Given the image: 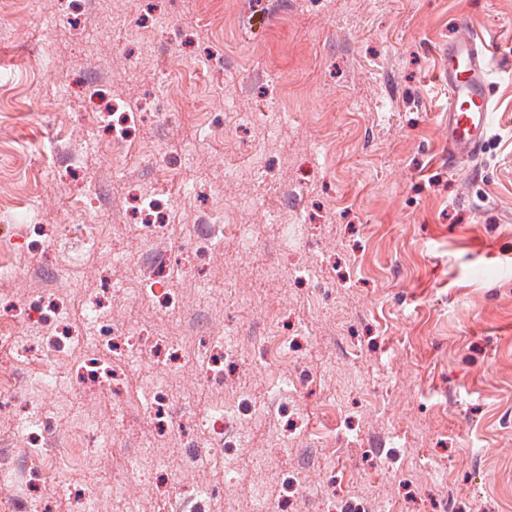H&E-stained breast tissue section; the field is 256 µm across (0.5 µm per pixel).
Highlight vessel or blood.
Wrapping results in <instances>:
<instances>
[{
	"mask_svg": "<svg viewBox=\"0 0 512 512\" xmlns=\"http://www.w3.org/2000/svg\"><path fill=\"white\" fill-rule=\"evenodd\" d=\"M493 39L475 30L467 18L454 22L448 41V134L443 161L452 169L479 155L495 125L492 76L506 69Z\"/></svg>",
	"mask_w": 512,
	"mask_h": 512,
	"instance_id": "b4317fda",
	"label": "vessel or blood"
}]
</instances>
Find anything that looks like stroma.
<instances>
[{"label": "stroma", "mask_w": 512, "mask_h": 512, "mask_svg": "<svg viewBox=\"0 0 512 512\" xmlns=\"http://www.w3.org/2000/svg\"><path fill=\"white\" fill-rule=\"evenodd\" d=\"M463 16L512 56V0H258L246 28L220 33L201 0H88L76 20L58 0H27L0 23V232L46 226L16 269L40 268L0 295L23 302L47 289L50 269L80 251L75 285L62 289L72 320L89 299L111 290L109 306L127 328L171 336L181 356L170 392L196 415L248 398L255 411L235 449V480L224 458L175 470L166 488L130 474L120 445L81 459L58 475L55 512H75L71 490L129 475L137 512H166L178 488L221 491L215 512H254L257 497L281 506L280 478L302 471L288 512H512V433L497 412L512 404V72L492 88L506 118L485 143L482 177L461 186L440 162L448 127L446 49ZM223 55L222 69L210 70ZM296 85L289 107L278 89ZM138 113L131 149L138 165L116 169L97 135L101 111ZM166 113L157 122L156 113ZM238 152L224 167V139ZM157 147L168 186V244L189 250L211 208L246 225L249 245L227 238L170 286L176 309L139 294L142 243L133 189L148 183ZM69 161L60 177L56 154ZM293 186L305 206L271 207ZM104 225L111 248L85 250L80 225ZM285 243L275 275L265 245ZM282 241V240H281ZM396 268L398 280L386 278ZM246 291L249 304L238 293ZM280 304L292 336L289 412L261 410L276 381L250 337L240 342L224 381L209 384L194 361L205 336L245 328L264 306ZM346 331L361 351L348 366L334 345ZM156 353L143 347L120 396L75 382L63 399L101 427L115 400L128 406L126 440L150 443L177 459L185 439L143 414L140 389ZM457 396L455 408L444 402ZM338 409L343 457L304 470L297 450ZM398 431L395 462L368 442Z\"/></svg>", "instance_id": "1"}]
</instances>
